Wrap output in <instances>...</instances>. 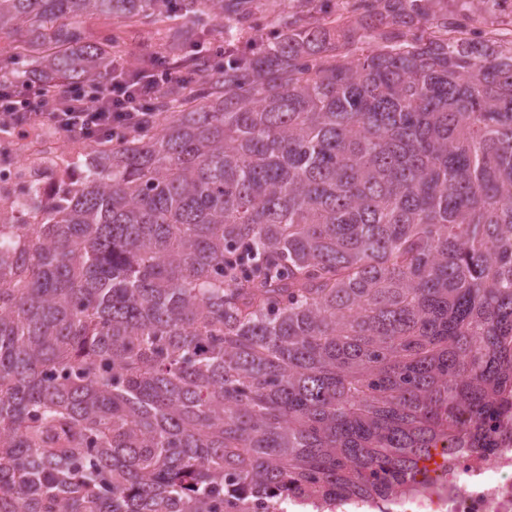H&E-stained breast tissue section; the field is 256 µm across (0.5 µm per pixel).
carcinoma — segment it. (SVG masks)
<instances>
[{
    "label": "carcinoma",
    "instance_id": "carcinoma-1",
    "mask_svg": "<svg viewBox=\"0 0 512 512\" xmlns=\"http://www.w3.org/2000/svg\"><path fill=\"white\" fill-rule=\"evenodd\" d=\"M253 4L0 0V33L107 87L83 18L184 17L178 56ZM271 7L0 206V512L386 503L512 405V39L445 0Z\"/></svg>",
    "mask_w": 512,
    "mask_h": 512
}]
</instances>
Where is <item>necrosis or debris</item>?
<instances>
[{
    "label": "necrosis or debris",
    "mask_w": 512,
    "mask_h": 512,
    "mask_svg": "<svg viewBox=\"0 0 512 512\" xmlns=\"http://www.w3.org/2000/svg\"><path fill=\"white\" fill-rule=\"evenodd\" d=\"M432 481L416 492L397 493L376 510L354 498L338 512H512V444L490 436L485 448H449Z\"/></svg>",
    "instance_id": "4bbe7bcc"
}]
</instances>
